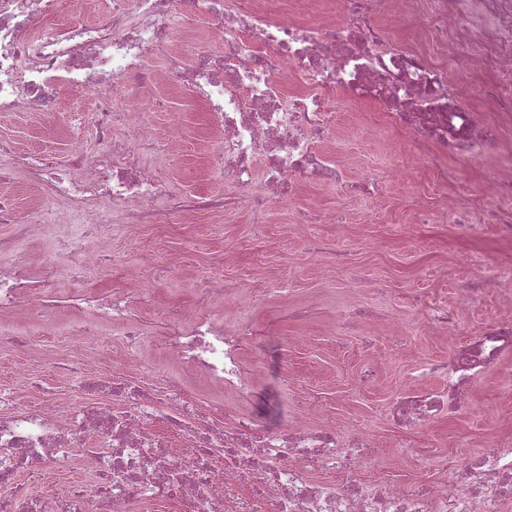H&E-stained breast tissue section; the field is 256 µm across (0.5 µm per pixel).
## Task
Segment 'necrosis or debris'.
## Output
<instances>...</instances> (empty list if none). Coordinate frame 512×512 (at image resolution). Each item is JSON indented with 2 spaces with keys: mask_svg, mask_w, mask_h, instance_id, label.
Wrapping results in <instances>:
<instances>
[{
  "mask_svg": "<svg viewBox=\"0 0 512 512\" xmlns=\"http://www.w3.org/2000/svg\"><path fill=\"white\" fill-rule=\"evenodd\" d=\"M344 0L343 18L331 25L307 21L269 0H109L103 19L47 26L60 0H0V112H53L61 90L84 92L96 103L92 119L102 142L91 151L75 144L66 159L48 151L18 152L0 139V182L22 171L38 201L19 210L0 197V329L11 344L43 356L44 344L22 327L43 316L71 320V335L93 341L100 327L120 322L112 364L131 368L147 325L141 310L150 290L100 294L62 290L41 279L49 256L68 261L70 280L106 264L105 240L130 224H173L190 214H223L250 205L256 220L290 200L297 178L330 184L349 195L370 198L382 187L373 179L347 181L342 165L328 162L322 145L336 127V96L371 101L391 126L406 130L418 159L433 154L488 165L491 198L512 199V168L495 169L505 147L498 126L458 105L448 82L447 62L472 71L493 70L499 82L490 93L512 122V0ZM415 21L442 49V62L399 48L385 38L388 23ZM207 23L224 34L216 56L186 42H172ZM195 91L220 135L218 162L229 188L221 194L176 193L157 169L144 163L158 143L150 112L123 105L121 92L154 81V61ZM296 75L303 90L289 94L275 82ZM447 217L469 237L484 224L497 225L512 240V210L488 206L483 224L455 194L435 209H420V222ZM37 242L52 254L34 250ZM498 274L468 276L457 285L459 302L430 310L429 333L447 341V359L431 365L443 388L400 400L393 422L417 432L430 421L454 416L470 404L479 378L512 357V293L504 310L470 341H458L468 299L496 287ZM251 324L225 306L223 320L198 315L170 329L160 346L182 368L213 387L246 399L242 350ZM67 371L85 400L69 415L22 405L20 389L34 382L18 369L0 387V512H44L20 495L19 474L50 480L68 461H82L90 482L67 487L54 512H135L138 503L168 501L179 512H512V438H498L450 471L445 482L405 492L362 479L376 436L365 430L264 428L258 416L240 415L216 426L203 412H188L180 383L146 390L93 379L85 357L69 358ZM338 477L328 483L312 469Z\"/></svg>",
  "mask_w": 512,
  "mask_h": 512,
  "instance_id": "4bbe7bcc",
  "label": "necrosis or debris"
}]
</instances>
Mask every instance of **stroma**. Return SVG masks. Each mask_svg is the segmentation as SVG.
Masks as SVG:
<instances>
[{
    "instance_id": "1",
    "label": "stroma",
    "mask_w": 512,
    "mask_h": 512,
    "mask_svg": "<svg viewBox=\"0 0 512 512\" xmlns=\"http://www.w3.org/2000/svg\"><path fill=\"white\" fill-rule=\"evenodd\" d=\"M459 101L482 119L496 118L485 101L483 85L491 72L449 67ZM162 94L171 108L184 114L182 131L169 147L161 169L172 190L223 192V173L206 166L211 143L205 113L190 88L163 77ZM93 101L87 95L67 96L57 112H0V137L27 152L67 154L72 141L98 149L90 120ZM338 136L334 160L344 162L348 179L378 175L393 167L402 181L387 184L372 200H353L336 187L301 183L295 198L271 210L264 223H253L248 209L223 216H198L157 230L154 225L127 227L118 240L114 262L92 268L77 281L80 289L111 290L152 284L145 311L153 325H174L201 307L193 278L180 274L153 280V266L170 251L178 252L194 276L220 277L236 284L230 302L242 307L255 334L244 349V366L253 374L247 410L271 429L286 425L317 427L339 422L345 431L369 428L385 447L384 463L394 485L404 491L447 479L467 456L499 436L512 435V390L505 379L478 380L469 412L439 419L416 433L399 432L389 415L391 406L412 392L439 386L438 378L417 379L415 368L447 357V344L425 329L428 310L448 307L462 271L458 254L479 260V270L512 265V243L486 231L478 241L453 232L435 219L417 223V210L435 206L446 191L468 198L471 188L488 177L478 162L434 156L416 160L407 132L389 125L377 106L337 98ZM447 167V182L437 178ZM314 205L324 220L299 224L298 210ZM344 223H336L337 213ZM238 254L224 263L225 250ZM348 259L337 265L338 256ZM270 290L255 299L254 281ZM317 302L319 318L294 321L290 304ZM352 307L375 308L402 325L395 336L383 326L368 335L336 336L333 321ZM383 359L372 369L374 359Z\"/></svg>"
}]
</instances>
